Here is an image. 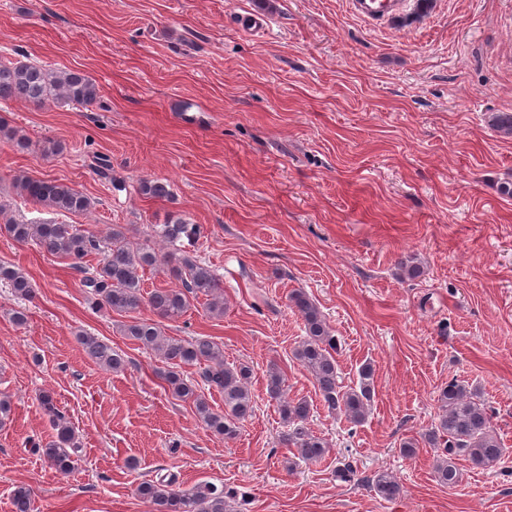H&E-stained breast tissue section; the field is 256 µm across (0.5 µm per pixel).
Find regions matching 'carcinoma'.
<instances>
[{
	"label": "carcinoma",
	"mask_w": 512,
	"mask_h": 512,
	"mask_svg": "<svg viewBox=\"0 0 512 512\" xmlns=\"http://www.w3.org/2000/svg\"><path fill=\"white\" fill-rule=\"evenodd\" d=\"M99 96L97 84L86 75L66 68L48 69L27 62L0 59V100H23L62 106L92 105ZM21 195L56 214H84L94 202L67 183L49 179L35 180L24 176L14 179ZM139 193L151 198L168 195L167 185L159 181H143ZM17 242H33L44 252L71 260L72 267L82 274L81 283L92 303L112 311L134 313L148 306L158 320L133 321L122 326L123 335L150 350L166 365L161 372L165 389L181 400L192 402L195 413L207 430L226 440L236 437L239 423L254 411L255 395L250 381L252 369L245 364L224 361L221 344L209 337L184 340L165 333L162 321H175L193 306L203 301L207 315L224 316V283L211 266L186 251L201 234L200 226L178 217L165 224H154L151 236L172 249L170 256L176 265L170 273L180 283L178 288L143 289V275L167 262L148 242L135 243L124 224L112 225L105 236L80 230L73 224L56 220L22 222L7 220L0 225ZM101 256L92 266L87 259ZM0 281L6 282L15 298L32 296L28 276L14 266L0 265ZM289 303L302 317L306 336L294 356L317 385L328 412L344 417L353 427L363 423L371 410L373 399V369L366 364L358 370L353 386L340 381L337 339L317 303L306 292L289 296ZM78 341L85 354L103 367L118 372L125 360L110 345L99 338L81 334ZM198 369L200 380H187L180 368ZM216 391L224 398L219 411L210 403L207 393ZM39 406L48 417L53 435L38 445L45 462L61 475L70 474L78 465L75 430L57 405L53 394L43 391ZM437 422L428 435L430 444L443 449L435 474L446 486L459 481L456 460L460 457L483 468L496 466L504 448L492 422L491 410L465 383L448 381L439 390ZM278 410L286 431L283 441L295 457L317 462L326 454V442L308 427L311 404L306 399L281 400ZM369 486L382 499H394L402 487L387 470H378ZM141 498L154 505V512H227L226 498L230 492L214 483H200L188 490L176 489L171 481H143L137 487ZM14 512H33V492L21 484L12 494Z\"/></svg>",
	"instance_id": "carcinoma-1"
}]
</instances>
